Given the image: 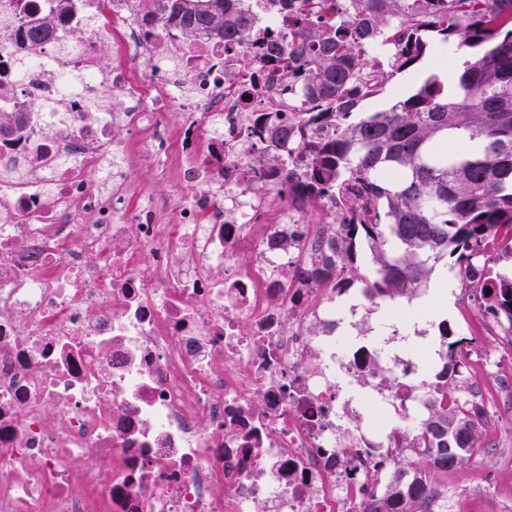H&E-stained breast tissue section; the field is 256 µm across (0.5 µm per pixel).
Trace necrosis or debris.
Segmentation results:
<instances>
[{
  "label": "necrosis or debris",
  "instance_id": "obj_1",
  "mask_svg": "<svg viewBox=\"0 0 512 512\" xmlns=\"http://www.w3.org/2000/svg\"><path fill=\"white\" fill-rule=\"evenodd\" d=\"M154 8L0 0V512H361L430 394L419 349L337 344L356 306L289 272L324 227L251 189L258 116L299 108L259 44L288 14L259 0L225 42ZM134 176L140 181L144 189L150 194L159 198L172 197L176 192L175 182L167 176L157 178L152 176L148 164L138 165L134 171Z\"/></svg>",
  "mask_w": 512,
  "mask_h": 512
}]
</instances>
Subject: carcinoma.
Returning a JSON list of instances; mask_svg holds the SVG:
<instances>
[{
    "label": "carcinoma",
    "instance_id": "carcinoma-1",
    "mask_svg": "<svg viewBox=\"0 0 512 512\" xmlns=\"http://www.w3.org/2000/svg\"><path fill=\"white\" fill-rule=\"evenodd\" d=\"M164 19L186 31L239 37L242 0H158ZM288 17V41L267 46L288 56L304 109L291 119L260 118L261 137L288 146L280 191L313 205L341 202L328 239L331 256L298 274L342 287L366 283L368 296L416 293L443 256L455 258L461 287L512 327V0H327ZM474 50L445 88L431 75L390 108L364 112L396 73L434 51ZM491 294H486V290ZM463 340L449 343L421 412L422 456L398 454L363 512H448V483L436 479L490 449L479 444L485 402L464 396ZM453 386L461 407L448 406Z\"/></svg>",
    "mask_w": 512,
    "mask_h": 512
}]
</instances>
